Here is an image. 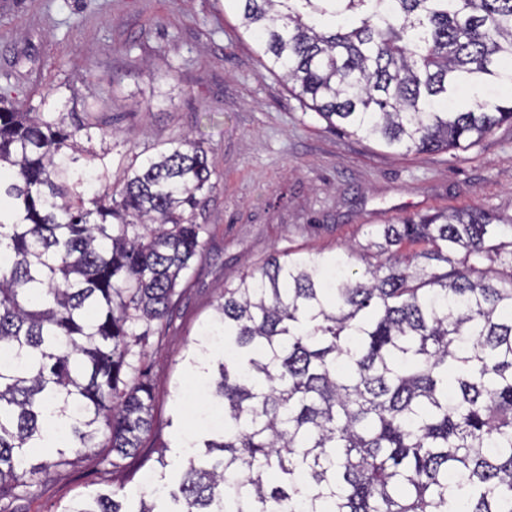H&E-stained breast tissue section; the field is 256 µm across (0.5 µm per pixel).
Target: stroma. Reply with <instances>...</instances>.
<instances>
[{"instance_id": "stroma-1", "label": "stroma", "mask_w": 512, "mask_h": 512, "mask_svg": "<svg viewBox=\"0 0 512 512\" xmlns=\"http://www.w3.org/2000/svg\"><path fill=\"white\" fill-rule=\"evenodd\" d=\"M0 88L40 110L91 118L114 178L183 137L218 175L195 211L205 247L183 276L165 336L134 349L150 369L155 430L113 471L101 456L43 479L15 512H59L121 490L127 512L178 475L185 415H223L185 359L226 282L277 251L335 254L372 224L450 208L512 216V123L466 148L393 154L330 129L264 66L232 0H0ZM167 446V467L156 450Z\"/></svg>"}]
</instances>
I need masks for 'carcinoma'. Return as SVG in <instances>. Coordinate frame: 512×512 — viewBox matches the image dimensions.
<instances>
[{"label": "carcinoma", "instance_id": "cac0c4a2", "mask_svg": "<svg viewBox=\"0 0 512 512\" xmlns=\"http://www.w3.org/2000/svg\"><path fill=\"white\" fill-rule=\"evenodd\" d=\"M269 70L329 126L393 154L512 121V0H236ZM94 123L0 93V512L97 448L140 456L148 371L215 187L184 140L112 183ZM352 248L277 252L224 287L188 362L224 427L192 437L172 512H512V217L448 209ZM57 417L62 433L38 449ZM61 512H128L119 492Z\"/></svg>", "mask_w": 512, "mask_h": 512}]
</instances>
